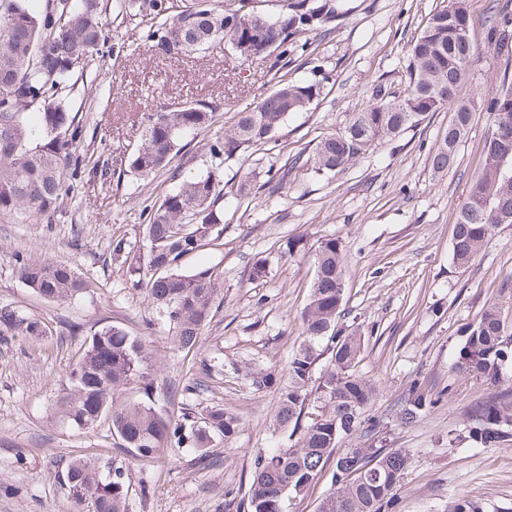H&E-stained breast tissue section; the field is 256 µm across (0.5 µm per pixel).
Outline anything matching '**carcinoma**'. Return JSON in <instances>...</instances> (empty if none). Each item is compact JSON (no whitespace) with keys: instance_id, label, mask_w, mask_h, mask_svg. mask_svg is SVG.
Segmentation results:
<instances>
[{"instance_id":"cac0c4a2","label":"carcinoma","mask_w":512,"mask_h":512,"mask_svg":"<svg viewBox=\"0 0 512 512\" xmlns=\"http://www.w3.org/2000/svg\"><path fill=\"white\" fill-rule=\"evenodd\" d=\"M486 40L500 52L512 51V0H492ZM112 9L146 22L145 44L156 55L179 59L190 54H224L231 69L251 61L279 76L275 88L209 143L220 161L269 145L288 115L318 99L325 75L315 64L308 35L327 36L343 14L342 0H280L274 16L252 0H186L172 15L168 0H113ZM104 0H0V216L16 224L50 223L71 191V178L85 161L86 123L71 112L67 98L106 41ZM465 0H441L411 40L407 86L398 94L383 81L372 103L339 130L324 136L307 156L267 174L263 187L273 195L297 169L338 175L377 146L416 128L436 112L452 118L429 152L437 173L456 163L457 147L477 112L490 121L481 171L461 205L452 241L455 263L476 259L500 224H512V71L504 69L498 88L476 103L462 102L457 88L475 60ZM312 65L309 80H289L301 63ZM215 109L185 104L144 117L143 142L131 155V172L149 177L165 169L185 148L189 134L211 129ZM223 178L209 171L182 182L142 209L149 244L147 265L125 262V280L146 290L169 326L177 351L197 348L214 317L224 273L214 268L183 274V260L224 235ZM314 278L301 314L303 343L288 361L287 384L278 388L277 429L288 434L286 449L260 452L253 462L247 512H283L288 495L308 488L330 462L340 435L353 431L375 396V387L355 371L363 339L338 336L336 317L344 297V269L336 240L313 253ZM19 277L39 298L66 302L91 291L93 283L70 264L41 259L19 262ZM38 338L47 335L40 319L0 307V332ZM329 354L326 371L312 383L314 366ZM512 364V324L500 308L488 306L466 330L456 368L498 387ZM145 341L106 324L90 334L67 374L56 401L62 416L82 429L109 423L118 447L139 461L166 448L191 447L198 460L209 457L216 440L231 437L238 421L216 405L193 420L156 407ZM426 408L418 395L403 409L411 424ZM468 439L481 446L512 436V390L504 389L471 412ZM406 455L398 449L351 448L336 457L335 489L318 512H382L400 485ZM74 512H126V473L110 459L78 458L62 472Z\"/></svg>"}]
</instances>
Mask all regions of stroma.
<instances>
[{
    "label": "stroma",
    "instance_id": "1",
    "mask_svg": "<svg viewBox=\"0 0 512 512\" xmlns=\"http://www.w3.org/2000/svg\"><path fill=\"white\" fill-rule=\"evenodd\" d=\"M439 0H344V14L329 37H315L327 79L318 100L287 117L266 150L228 158L221 167L226 196L224 235L182 264L184 272L224 273L219 309L199 346L170 349L168 327L146 293L126 284L112 258V239L126 238L138 260L148 247L140 219L148 197L210 171L212 131L199 133L166 169L142 178L120 164L139 147L146 113L185 103L214 107L220 126H231L276 85L258 64L229 73L223 55L179 60L153 56L143 27L112 21L102 56L90 65L71 107L97 126L86 142V164L75 192L52 223L0 220V306L38 318L49 329L40 339L0 335V512H73L58 472L76 456L114 459L127 473V512H246L251 464L258 452L287 445L275 432L277 393L259 390L253 373L284 376L301 344L300 314L314 276L317 244L340 242L345 269L338 326L363 337L357 369L376 396L354 431L340 437L351 448L399 449L407 468L388 512H512V439L475 447L468 439L471 410L494 391L460 374L454 363L464 331L483 309L497 304L512 320V224L500 225L466 267L452 259L456 214L481 166L489 130L476 113L446 175L433 173L428 154L451 118L437 112L399 139L379 146L336 176L292 175L281 193L263 187L269 168L309 152L352 113L371 102V86L384 80L406 87L410 41ZM491 0H467L470 37L479 57L457 95L472 101L491 93L506 66L485 40ZM250 182L251 192L238 187ZM305 250L289 255V241ZM64 262L93 282L89 293L66 303L36 297L18 276L19 257ZM266 260V278L249 276ZM109 321L146 339L159 391L170 414L223 406L237 432L214 447L216 464L203 469L191 448H168L141 462L118 451L107 426L82 430L55 411L66 372L85 333ZM81 323V334L68 325ZM196 378L193 393L181 386ZM428 406L410 425L402 408L412 396Z\"/></svg>",
    "mask_w": 512,
    "mask_h": 512
}]
</instances>
